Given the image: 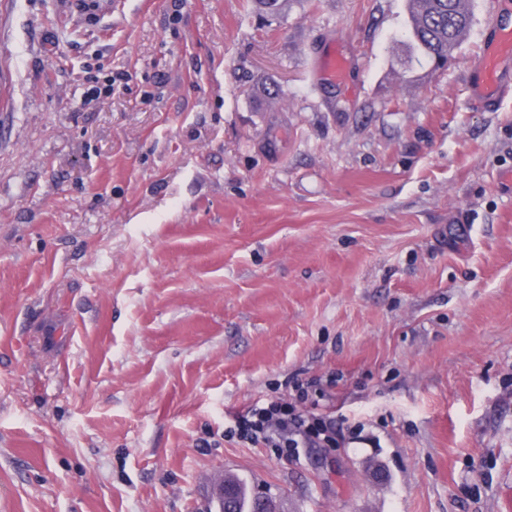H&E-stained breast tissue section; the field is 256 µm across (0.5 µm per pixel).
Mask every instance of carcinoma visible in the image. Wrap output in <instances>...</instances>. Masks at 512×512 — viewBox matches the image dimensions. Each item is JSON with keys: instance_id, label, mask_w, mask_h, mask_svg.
<instances>
[{"instance_id": "cac0c4a2", "label": "carcinoma", "mask_w": 512, "mask_h": 512, "mask_svg": "<svg viewBox=\"0 0 512 512\" xmlns=\"http://www.w3.org/2000/svg\"><path fill=\"white\" fill-rule=\"evenodd\" d=\"M471 22V0H408L402 37L413 52L439 66L460 44ZM236 489L235 512H253L244 483L227 478Z\"/></svg>"}]
</instances>
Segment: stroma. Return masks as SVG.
Here are the masks:
<instances>
[{
	"label": "stroma",
	"instance_id": "1",
	"mask_svg": "<svg viewBox=\"0 0 512 512\" xmlns=\"http://www.w3.org/2000/svg\"><path fill=\"white\" fill-rule=\"evenodd\" d=\"M76 3L0 0V512H207L228 476L278 512H512L489 0L437 70L407 0ZM313 378L335 447L225 438ZM311 76L315 82L330 80L332 83H336V80L340 81L344 78V59L336 55L334 44H331L325 51L313 59Z\"/></svg>",
	"mask_w": 512,
	"mask_h": 512
}]
</instances>
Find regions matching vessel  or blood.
<instances>
[{"instance_id":"1","label":"vessel or blood","mask_w":512,"mask_h":512,"mask_svg":"<svg viewBox=\"0 0 512 512\" xmlns=\"http://www.w3.org/2000/svg\"><path fill=\"white\" fill-rule=\"evenodd\" d=\"M489 38L477 62L476 76L471 84V100L482 108L496 106L512 85L504 81V65L512 59V6L507 0H492L487 18ZM314 81H339L345 76V63L335 47H328L311 64Z\"/></svg>"}]
</instances>
